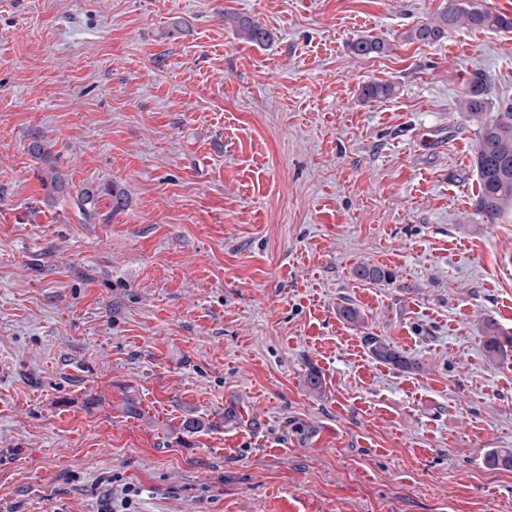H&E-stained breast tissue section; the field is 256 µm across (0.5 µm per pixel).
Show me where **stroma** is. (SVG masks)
<instances>
[{
	"label": "stroma",
	"instance_id": "stroma-1",
	"mask_svg": "<svg viewBox=\"0 0 512 512\" xmlns=\"http://www.w3.org/2000/svg\"><path fill=\"white\" fill-rule=\"evenodd\" d=\"M447 5L0 0V512H512V217L459 110L478 72L512 100V32L404 41ZM224 23L231 25L236 34L248 42L263 44L270 39L268 30L256 19L235 13H226ZM389 45L382 39L373 36L360 37L351 43V51L359 56L382 55L387 53ZM98 194L97 189L87 186L81 188L72 198L75 207L85 219H92L96 215ZM353 275L356 279L369 284L387 283L393 280V274L390 271L377 265H359L353 270ZM497 327L494 320L490 317H487L485 320V337L484 347L487 355L491 358L502 357L507 355V347L508 344H512V340L506 341L501 338V336L496 335ZM365 343L372 356L395 369L410 372L419 370L415 360L409 359L393 342L380 336H365Z\"/></svg>",
	"mask_w": 512,
	"mask_h": 512
}]
</instances>
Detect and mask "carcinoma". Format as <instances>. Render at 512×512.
<instances>
[{
	"label": "carcinoma",
	"mask_w": 512,
	"mask_h": 512,
	"mask_svg": "<svg viewBox=\"0 0 512 512\" xmlns=\"http://www.w3.org/2000/svg\"><path fill=\"white\" fill-rule=\"evenodd\" d=\"M224 23L232 26L236 34L251 43L262 44L270 39L268 30L256 19L235 13L224 14ZM459 29L512 32V16L507 13H491L472 3L448 0V7L435 18L413 27L406 33L409 42L436 44ZM358 56L382 55L389 45L373 36L360 37L350 45ZM395 87L389 83L372 82L361 88L364 100H379L392 96ZM488 78L478 72L474 75L469 92L460 101V111L476 124L478 141L474 155L479 191L474 209L488 224H495L507 212L512 211V101H501L496 111L488 112ZM28 152L36 159L47 163L51 160L48 146L40 135L31 133ZM50 189L58 196H73V203L86 219L96 215L98 190L81 188L72 194L66 175L56 169L49 170ZM356 279L380 284L393 280V274L377 265H359L353 270ZM497 327L490 317L485 320L484 347L491 358L507 354L512 341L496 335ZM365 343L372 356L398 370L410 372L420 369L419 363L409 359L393 342L380 336H367ZM483 463L489 468L512 467V452L491 450L485 454Z\"/></svg>",
	"instance_id": "obj_1"
}]
</instances>
